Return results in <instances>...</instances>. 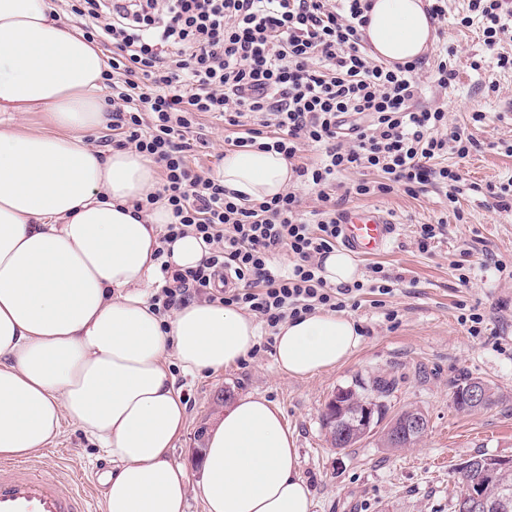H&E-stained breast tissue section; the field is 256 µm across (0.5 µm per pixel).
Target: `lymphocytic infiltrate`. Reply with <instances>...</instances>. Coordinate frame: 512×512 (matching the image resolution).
I'll list each match as a JSON object with an SVG mask.
<instances>
[{
  "instance_id": "obj_1",
  "label": "lymphocytic infiltrate",
  "mask_w": 512,
  "mask_h": 512,
  "mask_svg": "<svg viewBox=\"0 0 512 512\" xmlns=\"http://www.w3.org/2000/svg\"><path fill=\"white\" fill-rule=\"evenodd\" d=\"M98 19L87 41L110 47L103 79L112 91V145L131 149L159 169V182L136 209L164 203L173 221L156 249L167 273L150 298L161 316L196 300L247 309L265 335L290 318L346 308L361 283L336 286L322 276L351 198L416 197L428 187L456 201L461 175L440 163L467 157L479 142L449 129L443 107L419 105L426 83L448 88L453 49H442L429 81L412 64L387 65L363 49L370 0H79ZM463 24L480 23L496 65L512 38V0H468ZM237 128L229 149L284 155L297 183L316 193L304 210L293 191L248 201L211 171L193 167L207 148L202 117ZM321 157L305 163L306 147ZM356 179L337 192L336 177ZM192 233L206 254L192 270L173 269L164 246ZM286 256L280 266L278 256Z\"/></svg>"
}]
</instances>
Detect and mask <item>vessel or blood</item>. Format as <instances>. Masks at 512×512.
Listing matches in <instances>:
<instances>
[{
    "mask_svg": "<svg viewBox=\"0 0 512 512\" xmlns=\"http://www.w3.org/2000/svg\"><path fill=\"white\" fill-rule=\"evenodd\" d=\"M340 230L345 249L373 255L390 246L396 226L377 209L355 207L346 212ZM0 512H94V506L29 466L0 462Z\"/></svg>",
    "mask_w": 512,
    "mask_h": 512,
    "instance_id": "obj_1",
    "label": "vessel or blood"
}]
</instances>
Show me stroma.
Here are the masks:
<instances>
[{
    "label": "stroma",
    "mask_w": 512,
    "mask_h": 512,
    "mask_svg": "<svg viewBox=\"0 0 512 512\" xmlns=\"http://www.w3.org/2000/svg\"><path fill=\"white\" fill-rule=\"evenodd\" d=\"M468 0H448V21L437 24V46L457 52L458 77L448 89L429 86L420 102L440 106L448 124L480 142L466 158L446 162L469 182L483 185L512 180V157L490 149V142H512V73L495 68L478 27H464ZM479 70H471L472 60ZM484 113L473 123L472 113ZM396 224L390 247L359 258L363 279L372 265L398 281L385 307L369 291L359 295L351 316L363 340L348 360L307 378L279 372L265 337L254 354L217 373L188 374L177 361L169 369L187 406L183 434L172 450L192 479L200 464L192 455L200 428H212L224 415L225 397L261 395L274 402L298 448L297 471L314 496L315 512H448L452 468L479 454L512 458V215L490 210L480 199L465 197L457 221L443 195L428 189L418 197L394 192L367 198ZM350 199V206H359ZM446 221L444 236L426 252L415 244L417 225ZM484 317L479 335L461 324L463 311ZM395 380L390 414L414 406L428 429L414 446L384 447L378 437L339 451L331 448L320 426V413L338 388L358 378ZM466 377L494 388L499 401L489 409L456 411L453 387ZM65 487L82 485L103 503L105 487L94 467L106 454L89 435L67 423L54 443L33 454Z\"/></svg>",
    "instance_id": "obj_1"
}]
</instances>
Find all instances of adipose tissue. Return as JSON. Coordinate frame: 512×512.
<instances>
[{"label": "adipose tissue", "instance_id": "1", "mask_svg": "<svg viewBox=\"0 0 512 512\" xmlns=\"http://www.w3.org/2000/svg\"><path fill=\"white\" fill-rule=\"evenodd\" d=\"M363 39L387 63L421 60L435 28L425 0H372ZM108 56L47 0H0V458L49 446L64 423L80 427L113 461L104 512H314L297 472L298 450L280 408L245 395L210 433L200 480L170 454L186 405L167 357L184 372H217L244 359L256 317L192 303L152 313L160 284L164 204L135 212L157 184L130 149L93 147L109 124L102 91ZM28 112L45 128L21 131ZM218 177L249 200L294 181L281 154L226 153ZM362 341L346 312L318 311L281 324L274 362L304 378L343 364Z\"/></svg>", "mask_w": 512, "mask_h": 512}]
</instances>
